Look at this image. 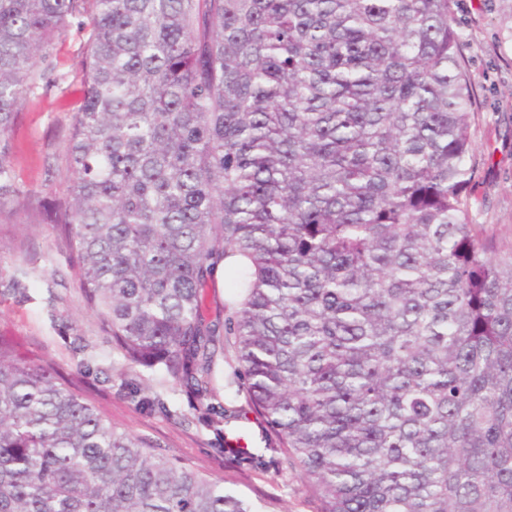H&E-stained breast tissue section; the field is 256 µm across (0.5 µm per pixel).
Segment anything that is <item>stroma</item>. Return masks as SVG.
<instances>
[{
	"instance_id": "35a3bbf8",
	"label": "stroma",
	"mask_w": 512,
	"mask_h": 512,
	"mask_svg": "<svg viewBox=\"0 0 512 512\" xmlns=\"http://www.w3.org/2000/svg\"><path fill=\"white\" fill-rule=\"evenodd\" d=\"M456 30L478 110L472 153L480 163L469 202L477 223L487 225L503 247L512 246V44L497 38L512 0H452ZM84 38L68 28L50 49L52 70L18 112L11 132L18 186L40 196L62 193L73 109L71 89L79 73ZM68 244L52 225L38 223L28 207L0 216V274L16 277L25 294L0 286V335L12 337L27 357L51 363L75 379L113 423L149 437L180 461L224 483L260 512H318L319 503L299 473L277 463L275 440L252 412L235 382L233 352L216 368L211 404L195 400L178 382L160 374H138L141 396L130 395L117 375L123 360L84 305L68 267ZM68 315L86 337L76 350L73 334L53 322ZM156 399L145 407L143 397ZM222 408L220 428L207 426L209 406Z\"/></svg>"
}]
</instances>
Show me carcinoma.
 I'll return each mask as SVG.
<instances>
[{
    "mask_svg": "<svg viewBox=\"0 0 512 512\" xmlns=\"http://www.w3.org/2000/svg\"><path fill=\"white\" fill-rule=\"evenodd\" d=\"M71 18L44 201L10 133ZM475 109L451 0H0V213L69 242L120 376L202 402L230 345L320 512H512V248L468 207ZM0 512L258 510L0 336ZM231 259H225L220 265L217 266V271L221 267V274L224 275V270L226 271V268H229L231 265ZM222 265V266H221ZM230 276L228 277V271L226 273V276L224 275L223 279L222 277H218L214 274L212 281L209 284L208 288V301L210 303V309L211 313L214 316V314L219 311L221 312L223 310V306L225 302L230 301L231 292L229 288H226L227 282L229 281ZM221 317L224 320V312Z\"/></svg>",
    "mask_w": 512,
    "mask_h": 512,
    "instance_id": "1",
    "label": "carcinoma"
}]
</instances>
